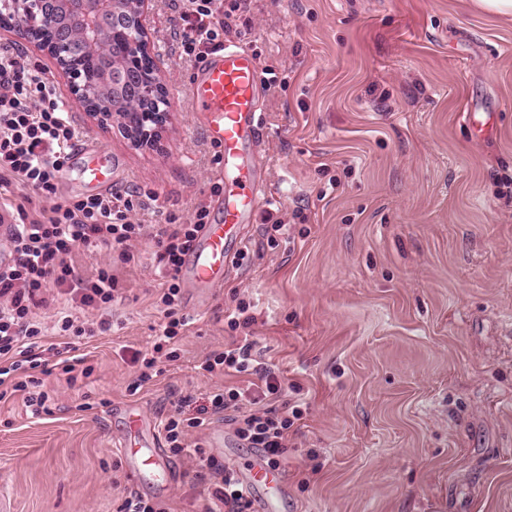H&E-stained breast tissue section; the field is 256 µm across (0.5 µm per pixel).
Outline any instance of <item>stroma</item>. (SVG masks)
Segmentation results:
<instances>
[{
	"label": "stroma",
	"mask_w": 512,
	"mask_h": 512,
	"mask_svg": "<svg viewBox=\"0 0 512 512\" xmlns=\"http://www.w3.org/2000/svg\"><path fill=\"white\" fill-rule=\"evenodd\" d=\"M172 16L152 0L171 116L157 147L67 110L81 140L116 156L117 188L152 189L185 222L204 204L214 224L224 167L193 118L195 68L170 47ZM238 43L277 76L258 160L283 230L255 211L223 287L183 288L179 358L133 393V358L160 320L144 240L111 331L76 351L92 375L71 388L46 376L47 414L0 402V512H116L131 492L204 512L199 462L169 456L162 497L135 480L117 450L124 410L157 423L170 391L200 401L246 385L197 369L243 335L282 403L305 410L279 467L288 512H512V16L473 0H252ZM470 107L490 114L491 137L468 127ZM241 300L253 321L233 329L225 312ZM189 438L237 472L259 454L229 421Z\"/></svg>",
	"instance_id": "35a3bbf8"
}]
</instances>
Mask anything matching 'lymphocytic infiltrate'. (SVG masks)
<instances>
[{
    "label": "lymphocytic infiltrate",
    "mask_w": 512,
    "mask_h": 512,
    "mask_svg": "<svg viewBox=\"0 0 512 512\" xmlns=\"http://www.w3.org/2000/svg\"><path fill=\"white\" fill-rule=\"evenodd\" d=\"M169 6L174 13L170 32L174 52L199 64L237 33L248 0H233L229 5L224 0H169ZM78 139L59 86L27 60L18 45H1L0 203L13 212L15 227L6 238L8 259L0 263V401L22 394L35 414L49 410L42 376L60 369L71 386L78 378L90 376V368L81 367L73 355L76 342L110 331L112 310L125 297L126 283L112 265L86 278L70 262L72 252L82 245H101L128 265L140 260L138 244L154 237L153 265L163 280L156 297L162 315L156 338L173 344L189 324L179 273L208 216L201 204L190 224L171 212L154 228L134 223L133 214L158 207L156 192L141 187L105 195L63 196L57 175ZM36 201L42 207L35 214L31 205ZM53 292L64 297L66 304L47 327L37 320L36 311L49 305ZM88 311L98 314L95 326H85L79 318ZM50 332L65 337V344H45ZM199 369L209 374L254 375L259 385L254 390L230 387L198 405L191 398H179L164 424L166 440L174 453L207 460L212 477L207 498L216 512H250V494L236 473L207 458L202 444H188V429L234 412L236 437L247 447L262 449L267 465L275 469L281 465L288 431L303 412L297 407L288 413L273 407L272 398L283 391L281 382L270 368L255 364L251 343L234 342L212 351Z\"/></svg>",
    "instance_id": "1"
}]
</instances>
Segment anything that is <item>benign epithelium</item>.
<instances>
[{
  "label": "benign epithelium",
  "instance_id": "benign-epithelium-1",
  "mask_svg": "<svg viewBox=\"0 0 512 512\" xmlns=\"http://www.w3.org/2000/svg\"><path fill=\"white\" fill-rule=\"evenodd\" d=\"M70 6L78 11L85 24L86 32L97 35L102 20L114 11L117 0H68ZM129 5L124 11V20L112 24L109 33L110 43L123 50L140 47L143 51L150 48L149 32L145 25L146 14L151 0H128ZM10 6L14 13L25 18L26 24L17 27L10 24L5 31L12 32L21 41L34 42L35 31L49 17V13L57 5V0H0V6ZM73 49V38L70 32L62 28L54 46L48 50L57 62L62 77L65 80L67 92L82 104L87 106L89 113L104 125H115L130 140L133 146L150 149L159 141L160 129L170 118V113L162 112H119L112 104L100 108L87 105L85 98L89 97L87 87L93 83L94 76L90 70H81L70 65L66 52ZM122 85L137 92L142 100L150 103L161 98L160 92L164 85L160 76L151 79V84H145L137 72H123L116 77Z\"/></svg>",
  "mask_w": 512,
  "mask_h": 512
}]
</instances>
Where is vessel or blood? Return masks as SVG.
I'll list each match as a JSON object with an SVG mask.
<instances>
[{"label": "vessel or blood", "mask_w": 512, "mask_h": 512, "mask_svg": "<svg viewBox=\"0 0 512 512\" xmlns=\"http://www.w3.org/2000/svg\"><path fill=\"white\" fill-rule=\"evenodd\" d=\"M260 94L254 58L238 46L228 45L210 55L191 84L192 110L210 142L221 148L225 174L223 216L219 223L205 225L186 270L191 288L203 296L223 287L228 243L236 239L238 225L250 218L254 202L264 190L252 162L253 144L259 135ZM73 162L84 187L111 189L116 160L110 151L86 142L77 146ZM120 449L139 482L159 484L167 466L150 420L130 414ZM273 479V473L259 464L243 480L249 490L257 492L259 512H284L286 508L285 494H269Z\"/></svg>", "instance_id": "b4317fda"}]
</instances>
